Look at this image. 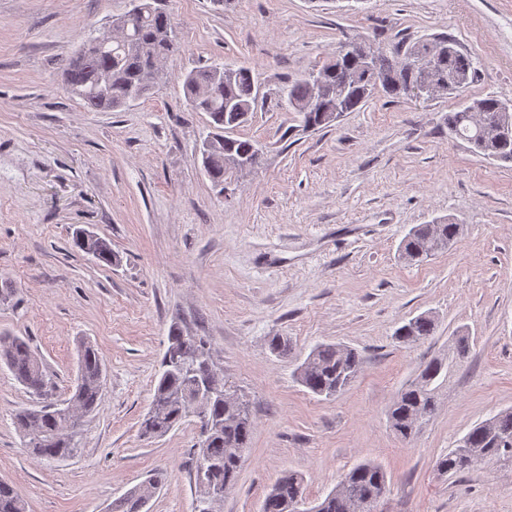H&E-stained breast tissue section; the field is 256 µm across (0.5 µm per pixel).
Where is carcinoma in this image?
<instances>
[{
	"mask_svg": "<svg viewBox=\"0 0 512 512\" xmlns=\"http://www.w3.org/2000/svg\"><path fill=\"white\" fill-rule=\"evenodd\" d=\"M156 0H142V11L131 28L124 29L122 18L113 20L110 39L112 50L103 51L87 43L66 64L68 92L91 111H116L129 102L149 94L162 72L168 55L179 50L169 15L155 6ZM379 84L373 85L358 75L361 61L353 57H336L319 69L302 77L283 82L288 111L297 113L301 126L315 130L329 127L338 116L355 112L375 93L393 99L425 96L420 90L424 71L432 69L446 79L458 81L442 90L459 93L478 78L473 58L458 49L446 35L419 40L406 50L391 54L379 52L374 62ZM187 99L195 112L210 118V132L204 142L210 147L201 152L204 174L216 188H224L227 179L257 167L262 149L235 132L247 122L258 101V80L248 67L218 74L217 68L194 70L184 77ZM473 111L464 108L448 113V134L466 141L472 152L488 159L512 163V140H497L494 131L505 119H512V103L487 95L470 101ZM461 225L446 219L420 224L406 236L401 254L409 262L428 258L426 241H437L447 249L460 234ZM73 244L80 251L107 265L119 262L106 240L78 228ZM434 320L420 315L398 330L401 341L413 344L432 335ZM470 352L467 336L455 337L452 353L427 361L415 380L400 392L388 410L393 429L404 439L413 438L419 428L418 418L425 420L435 413L441 390L448 384L461 361ZM212 358L206 340L188 336L177 327L169 330L167 345L160 360L161 370L155 380L151 408L141 423V435L162 437L199 409L208 418V434L198 433L199 451L219 465L215 482L230 486L237 478L243 452L251 440L253 419L247 403L238 412L217 398L200 397L198 379L206 373L204 361ZM0 364L5 365L18 383L39 404L14 415V424L24 447L37 458L57 459L69 449L80 447V440L66 438L67 429L95 412L105 386L104 371L97 350L88 342L78 345L77 377L69 399L53 397L52 386L41 362L29 343L19 337L0 334ZM363 360L355 350L338 345L315 347L297 368L301 386L316 396H334L356 378ZM472 448L483 449L482 461L512 459V410H505L477 424L466 434ZM457 447L438 458V470L461 473L471 466L461 462ZM162 483L161 475L129 489L112 502L111 512H143L144 501L151 499ZM387 490V477L381 466L365 462L352 467L327 496L310 505L301 480L294 475L279 478L267 493L261 512H295L297 505L306 512H373ZM0 512H26L25 502L9 484L0 481Z\"/></svg>",
	"mask_w": 512,
	"mask_h": 512,
	"instance_id": "carcinoma-1",
	"label": "carcinoma"
}]
</instances>
